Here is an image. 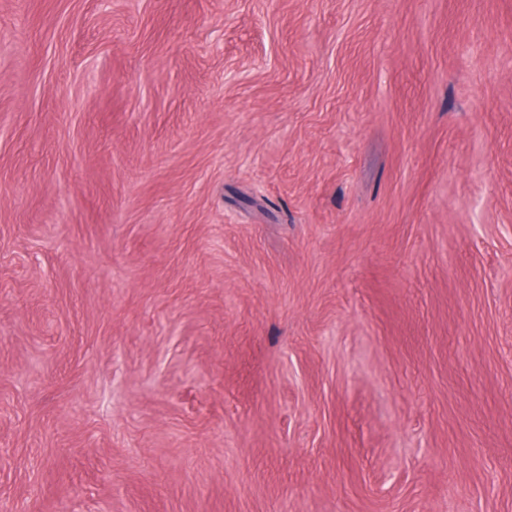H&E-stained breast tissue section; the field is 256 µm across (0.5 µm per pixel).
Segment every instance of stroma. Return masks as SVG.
<instances>
[{
    "mask_svg": "<svg viewBox=\"0 0 512 512\" xmlns=\"http://www.w3.org/2000/svg\"><path fill=\"white\" fill-rule=\"evenodd\" d=\"M0 512H512V0H0Z\"/></svg>",
    "mask_w": 512,
    "mask_h": 512,
    "instance_id": "1",
    "label": "stroma"
}]
</instances>
